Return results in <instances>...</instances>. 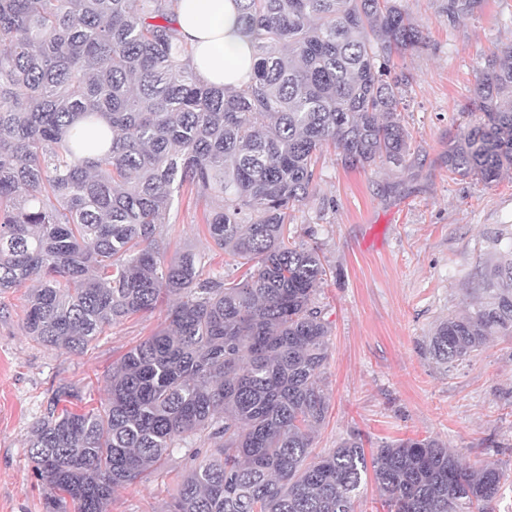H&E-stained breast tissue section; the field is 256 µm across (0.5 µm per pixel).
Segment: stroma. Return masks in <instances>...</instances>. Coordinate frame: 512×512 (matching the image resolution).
I'll use <instances>...</instances> for the list:
<instances>
[{
    "label": "stroma",
    "instance_id": "35a3bbf8",
    "mask_svg": "<svg viewBox=\"0 0 512 512\" xmlns=\"http://www.w3.org/2000/svg\"><path fill=\"white\" fill-rule=\"evenodd\" d=\"M446 2L403 0L427 36L425 47L394 58L406 78L404 166L350 168L340 152L325 151L313 194L292 213L296 239L314 229L329 271L319 300L331 322L330 408L313 447L326 452L355 434L372 452L436 437L498 463L496 512H512V336L449 369L428 353L437 324L471 311L485 274L512 249V172L488 184L451 175L446 163L449 138L484 118L466 106L487 56L512 46V0H484L454 23ZM203 208L185 199L172 209L169 254L190 251L204 256L207 273L241 278L207 235ZM26 293L0 297V512H44L26 439L56 387L78 384L99 405L113 362L167 323L162 305L113 325L87 354H66L26 336ZM188 468L182 452L170 454L143 485L116 492L108 512H166Z\"/></svg>",
    "mask_w": 512,
    "mask_h": 512
}]
</instances>
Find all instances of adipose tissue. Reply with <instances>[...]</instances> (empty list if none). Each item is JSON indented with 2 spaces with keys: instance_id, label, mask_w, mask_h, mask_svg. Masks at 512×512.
<instances>
[{
  "instance_id": "obj_1",
  "label": "adipose tissue",
  "mask_w": 512,
  "mask_h": 512,
  "mask_svg": "<svg viewBox=\"0 0 512 512\" xmlns=\"http://www.w3.org/2000/svg\"><path fill=\"white\" fill-rule=\"evenodd\" d=\"M176 26L193 50L201 81L237 88L250 79V43L233 0H181Z\"/></svg>"
}]
</instances>
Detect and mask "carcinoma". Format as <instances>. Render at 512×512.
Masks as SVG:
<instances>
[{
	"mask_svg": "<svg viewBox=\"0 0 512 512\" xmlns=\"http://www.w3.org/2000/svg\"><path fill=\"white\" fill-rule=\"evenodd\" d=\"M179 2L0 0V294L36 283L25 333L76 355L174 298L168 326L112 364L100 406L66 407L84 397L63 384L32 425L46 510L107 512L179 449L192 465L168 512H353L370 471L387 512H494L498 465L439 439L312 451L329 410L327 271L317 242H288L290 209L328 147L352 167L405 162L390 62L424 47L423 30L402 0H234L253 67L229 89L194 75ZM482 3L448 0V21ZM470 106L484 120L449 140L448 172L492 183L512 168V50L487 60ZM186 193L206 201L214 244L249 265L241 280L167 256ZM485 291L436 326V363L512 336V250Z\"/></svg>",
	"mask_w": 512,
	"mask_h": 512,
	"instance_id": "obj_1",
	"label": "carcinoma"
}]
</instances>
